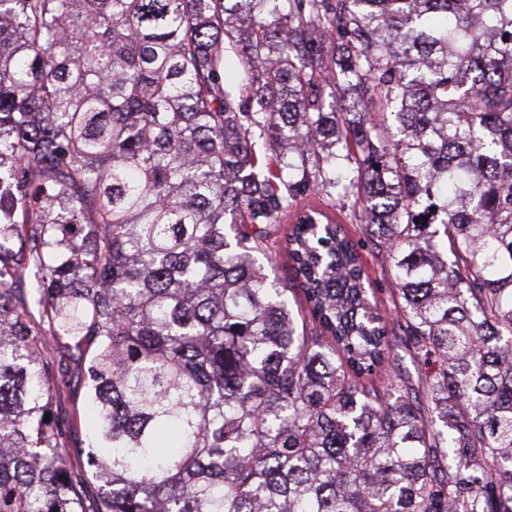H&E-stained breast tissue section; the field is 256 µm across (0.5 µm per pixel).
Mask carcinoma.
I'll return each mask as SVG.
<instances>
[{"instance_id":"carcinoma-1","label":"carcinoma","mask_w":512,"mask_h":512,"mask_svg":"<svg viewBox=\"0 0 512 512\" xmlns=\"http://www.w3.org/2000/svg\"><path fill=\"white\" fill-rule=\"evenodd\" d=\"M38 336L85 356L76 469ZM88 480L94 512H512V0H0V512ZM291 224H282L281 226V234H280V242L272 249V257H273V266L274 270H272L273 275L276 274L277 277L284 283L288 285V288H292L294 274L293 271L288 267V258L286 256L284 250V236L287 230L290 228ZM363 261L371 278H376L378 281V296L380 301L386 302L387 297L390 295L393 288L390 277L384 275L380 268L381 260L373 257L367 249L362 251Z\"/></svg>"}]
</instances>
